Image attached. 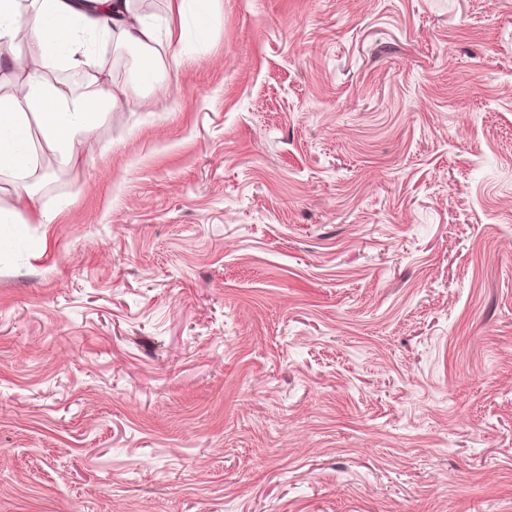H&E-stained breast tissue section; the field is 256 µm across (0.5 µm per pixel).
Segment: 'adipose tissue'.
I'll list each match as a JSON object with an SVG mask.
<instances>
[{"instance_id": "1", "label": "adipose tissue", "mask_w": 512, "mask_h": 512, "mask_svg": "<svg viewBox=\"0 0 512 512\" xmlns=\"http://www.w3.org/2000/svg\"><path fill=\"white\" fill-rule=\"evenodd\" d=\"M28 15L26 51H19L16 36L19 12L16 0H0V71L25 64L24 78L12 91L0 94V181L11 183L26 212L0 209V223L47 224L51 214L42 203L39 185L31 182L39 153H51L60 164L74 166L84 145L122 104L111 82L91 74L88 89L77 93L47 73L59 61L71 67L86 65L88 45L99 35L119 47L150 54L153 63L141 67L143 83H153L161 46L182 45V34L159 31L134 9L133 0H32Z\"/></svg>"}]
</instances>
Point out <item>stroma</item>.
<instances>
[{
  "instance_id": "35a3bbf8",
  "label": "stroma",
  "mask_w": 512,
  "mask_h": 512,
  "mask_svg": "<svg viewBox=\"0 0 512 512\" xmlns=\"http://www.w3.org/2000/svg\"><path fill=\"white\" fill-rule=\"evenodd\" d=\"M0 248V512H512V0H210Z\"/></svg>"
}]
</instances>
